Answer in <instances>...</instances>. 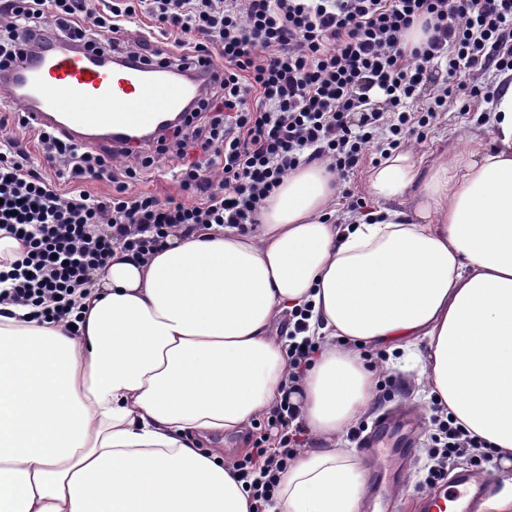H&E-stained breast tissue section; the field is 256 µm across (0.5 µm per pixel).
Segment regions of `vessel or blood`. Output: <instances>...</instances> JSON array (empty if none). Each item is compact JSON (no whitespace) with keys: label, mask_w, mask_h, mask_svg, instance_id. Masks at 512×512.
Instances as JSON below:
<instances>
[{"label":"vessel or blood","mask_w":512,"mask_h":512,"mask_svg":"<svg viewBox=\"0 0 512 512\" xmlns=\"http://www.w3.org/2000/svg\"><path fill=\"white\" fill-rule=\"evenodd\" d=\"M22 41L24 57L0 65V103L19 106L34 124L58 129L87 147L108 145L117 154L126 137L156 129L162 117L180 111L197 98L212 77L202 66L193 75L173 73L170 65L126 61L116 66L97 51L58 40L30 52ZM408 446L401 419L381 418L361 444L381 454L389 444ZM487 485L476 473L457 474L449 497L429 495L425 512H464L467 501L485 493Z\"/></svg>","instance_id":"b4317fda"}]
</instances>
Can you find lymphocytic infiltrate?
Listing matches in <instances>:
<instances>
[{
    "instance_id": "f902f5d3",
    "label": "lymphocytic infiltrate",
    "mask_w": 512,
    "mask_h": 512,
    "mask_svg": "<svg viewBox=\"0 0 512 512\" xmlns=\"http://www.w3.org/2000/svg\"><path fill=\"white\" fill-rule=\"evenodd\" d=\"M0 0V62L18 56L21 37L72 40L94 49L123 47L150 61L149 41L124 46L140 12L170 38V64L190 68L221 60L171 151L182 164L175 178L191 202L137 190L155 155L126 147L122 166L109 155L39 129L46 166L30 161L14 137L0 139V231L24 244L0 256V283L12 302L37 320L78 324L72 301L93 274L105 271L114 247L134 257L153 252L172 228L213 224L244 228L257 222L263 201L299 165L328 160L348 177L369 148L398 149L435 122L449 98L491 101V88L467 83L474 70H512V0ZM431 30L406 49L415 24ZM444 62L446 86L421 102L427 63ZM380 90L383 108L370 93ZM200 158L189 159L190 150ZM110 182L104 197L83 185ZM297 409L274 415L279 448H256L236 466L257 512L275 495L298 441L289 422ZM434 436L428 481L441 478L453 458L478 444L452 418Z\"/></svg>"
}]
</instances>
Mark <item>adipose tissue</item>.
Segmentation results:
<instances>
[{
    "label": "adipose tissue",
    "instance_id": "adipose-tissue-1",
    "mask_svg": "<svg viewBox=\"0 0 512 512\" xmlns=\"http://www.w3.org/2000/svg\"><path fill=\"white\" fill-rule=\"evenodd\" d=\"M452 158L391 152L368 216L331 223L323 162L290 171L258 232L173 229L137 259L114 248L65 322L0 303V512H253L225 435L291 398L312 449L271 512H360L362 462L336 437L367 412L361 349L415 352L419 382L512 468V70ZM316 347L288 395L283 317Z\"/></svg>",
    "mask_w": 512,
    "mask_h": 512
}]
</instances>
